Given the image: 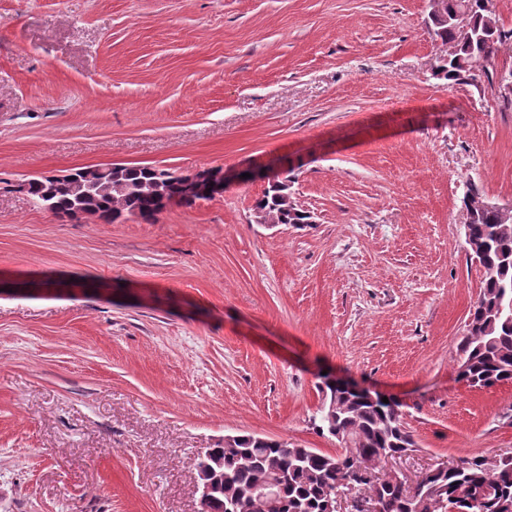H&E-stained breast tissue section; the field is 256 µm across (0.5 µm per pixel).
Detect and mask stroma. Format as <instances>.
<instances>
[{"label":"stroma","mask_w":512,"mask_h":512,"mask_svg":"<svg viewBox=\"0 0 512 512\" xmlns=\"http://www.w3.org/2000/svg\"><path fill=\"white\" fill-rule=\"evenodd\" d=\"M429 0H0V512H202L201 453H336L324 375L397 397L412 477L512 451V382L457 378L485 281L461 198L512 205V106L432 66ZM119 162L229 173L146 224L17 186ZM304 226L266 228L258 172Z\"/></svg>","instance_id":"35a3bbf8"}]
</instances>
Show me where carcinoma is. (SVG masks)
<instances>
[{
    "label": "carcinoma",
    "mask_w": 512,
    "mask_h": 512,
    "mask_svg": "<svg viewBox=\"0 0 512 512\" xmlns=\"http://www.w3.org/2000/svg\"><path fill=\"white\" fill-rule=\"evenodd\" d=\"M468 16L474 36L458 41L453 18ZM429 27L443 44L456 43L453 55L438 58L433 77L449 85L495 83L502 72L493 68L500 50L512 45V29L498 24L487 0H434ZM173 171L126 165L113 180L98 187L84 204L112 224L133 216L152 224L160 214V196H176V205L191 208L201 200L188 194L172 178ZM29 196L41 207L54 204L65 216L75 204L69 185L41 176L29 179ZM483 191L470 184L462 205L471 208L467 254L485 272V284L472 305L465 335L459 342L458 377L472 387L489 389L512 381V208L484 206ZM254 206L273 224H302L306 211L276 195L269 185ZM327 397H335L333 417L319 411L314 427L320 434H335L344 443L336 454L322 453L294 442L255 434H240L235 447L206 449L199 465L211 469L210 491L203 512H329L336 493L353 484L356 494L373 500L380 512H512V457L483 454L462 457L446 470H429L409 490L397 479H370L373 463L415 446L403 421L400 404L375 401L325 381ZM280 473L276 505L258 508L261 486Z\"/></svg>",
    "instance_id": "obj_1"
}]
</instances>
